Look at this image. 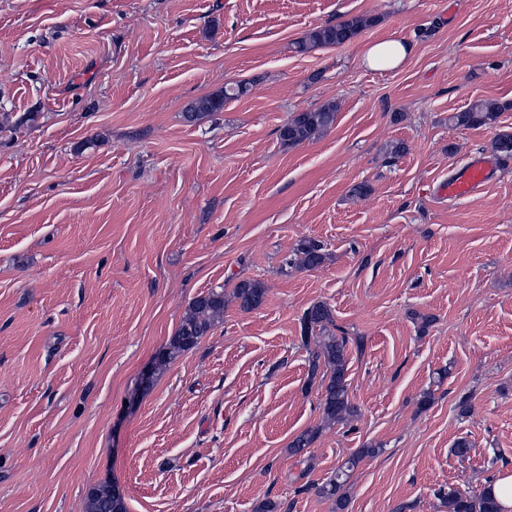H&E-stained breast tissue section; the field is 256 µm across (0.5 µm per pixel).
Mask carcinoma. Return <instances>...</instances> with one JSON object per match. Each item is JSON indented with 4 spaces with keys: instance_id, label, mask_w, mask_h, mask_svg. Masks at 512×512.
<instances>
[{
    "instance_id": "carcinoma-1",
    "label": "carcinoma",
    "mask_w": 512,
    "mask_h": 512,
    "mask_svg": "<svg viewBox=\"0 0 512 512\" xmlns=\"http://www.w3.org/2000/svg\"><path fill=\"white\" fill-rule=\"evenodd\" d=\"M370 23L362 17H353L338 23H326L310 30L306 36L295 42V50L305 54L315 48L340 46L353 39L358 32ZM249 86L242 82L224 86V89L198 98L188 105L186 112L195 120L204 115L224 110V104L247 94ZM508 105L496 99H482L468 107L448 115V124L457 129L491 127L497 123ZM338 106L329 101L314 109L293 113L279 129L283 144L295 146L317 139L336 121ZM494 151L504 160L512 158V133H500L493 142ZM325 260L323 246L313 239H302L293 250V257L283 261L281 273L298 265L314 269ZM266 290L252 280H240L233 288V299L240 310L251 311L264 300ZM224 291L212 290L195 298L189 305L182 322L158 356L157 367L163 368L178 358L186 350L196 346L203 337L224 319ZM333 317L330 308L318 302L310 306L301 318V342L310 348L308 385L319 382L320 406L323 419L328 424L343 423L357 413V407L349 396L348 352L349 337L337 334L331 327ZM318 430L307 429L297 435L289 444L288 452L301 455L316 441ZM377 448H365L361 454L349 459L336 468V472L322 484L304 485L302 491L313 490L324 499L333 502L336 512H344L348 503L346 488L350 472L361 457L374 455ZM448 512H500L499 504L488 491L477 496L463 495L456 490H448L444 495ZM87 512H127L124 497L113 496L111 485L105 483L94 487L86 505Z\"/></svg>"
}]
</instances>
